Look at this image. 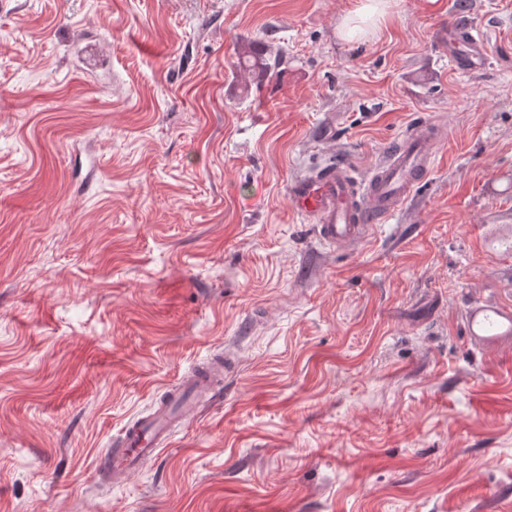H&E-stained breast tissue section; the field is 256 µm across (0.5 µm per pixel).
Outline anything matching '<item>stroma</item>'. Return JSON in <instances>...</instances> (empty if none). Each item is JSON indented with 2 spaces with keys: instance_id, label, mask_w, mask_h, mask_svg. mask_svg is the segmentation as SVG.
<instances>
[{
  "instance_id": "35a3bbf8",
  "label": "stroma",
  "mask_w": 512,
  "mask_h": 512,
  "mask_svg": "<svg viewBox=\"0 0 512 512\" xmlns=\"http://www.w3.org/2000/svg\"><path fill=\"white\" fill-rule=\"evenodd\" d=\"M0 0V512H512V0ZM486 42L479 75L448 28ZM252 40L283 54L262 81ZM429 178L357 249L291 183ZM224 386L120 483L100 455L214 356ZM448 57L458 69L474 75L486 66V45L469 25L455 23L448 28ZM267 51L260 43H244L237 52L236 67L246 76L261 78L267 75L271 69L269 59L266 57ZM468 337L476 345L492 346L512 341V311L510 308L477 304L466 314Z\"/></svg>"
}]
</instances>
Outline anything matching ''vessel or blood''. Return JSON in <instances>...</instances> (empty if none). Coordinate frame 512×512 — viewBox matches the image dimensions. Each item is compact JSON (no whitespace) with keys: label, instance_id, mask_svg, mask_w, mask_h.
<instances>
[{"label":"vessel or blood","instance_id":"1","mask_svg":"<svg viewBox=\"0 0 512 512\" xmlns=\"http://www.w3.org/2000/svg\"><path fill=\"white\" fill-rule=\"evenodd\" d=\"M448 56L458 69L474 75L486 66V45L473 35L470 26L456 23L448 29ZM444 138L443 129L432 123L411 128L359 187L344 164L297 179L289 190L293 209L315 224L326 245H361L373 225L397 212L427 178ZM466 322L474 344L512 341L511 309L477 304L469 308ZM220 372V366L211 363L195 369L181 390L149 415L127 425L116 447L102 454V471L116 479L153 462L170 445L175 421L191 417L198 402L212 396Z\"/></svg>","mask_w":512,"mask_h":512}]
</instances>
